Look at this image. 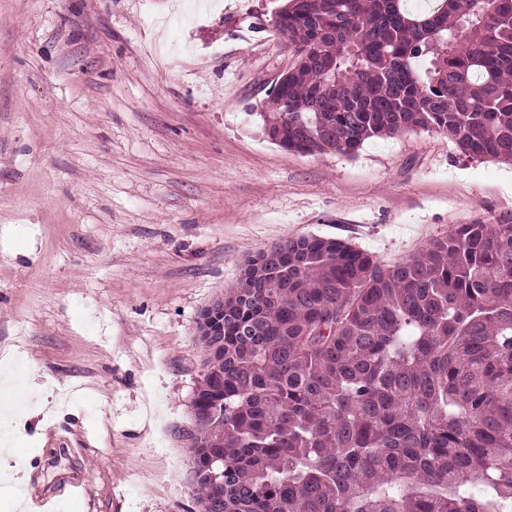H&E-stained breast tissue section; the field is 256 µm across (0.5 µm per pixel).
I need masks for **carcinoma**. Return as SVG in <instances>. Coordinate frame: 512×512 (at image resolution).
Returning a JSON list of instances; mask_svg holds the SVG:
<instances>
[{
  "label": "carcinoma",
  "instance_id": "obj_1",
  "mask_svg": "<svg viewBox=\"0 0 512 512\" xmlns=\"http://www.w3.org/2000/svg\"><path fill=\"white\" fill-rule=\"evenodd\" d=\"M272 26L279 146L411 129L512 162V0H287ZM266 251L224 291V352L199 340L200 512H512V222L390 266L316 235Z\"/></svg>",
  "mask_w": 512,
  "mask_h": 512
}]
</instances>
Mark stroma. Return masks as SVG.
I'll list each match as a JSON object with an SVG mask.
<instances>
[{"label":"stroma","instance_id":"35a3bbf8","mask_svg":"<svg viewBox=\"0 0 512 512\" xmlns=\"http://www.w3.org/2000/svg\"><path fill=\"white\" fill-rule=\"evenodd\" d=\"M283 4L0 0V433L59 512H199L195 321L246 258L312 234L388 266L512 218V165L443 133L269 141Z\"/></svg>","mask_w":512,"mask_h":512}]
</instances>
